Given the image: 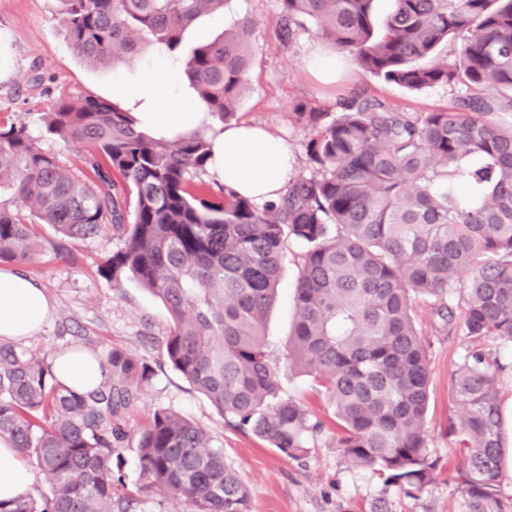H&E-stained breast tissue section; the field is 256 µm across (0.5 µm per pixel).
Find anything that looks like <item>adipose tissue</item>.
<instances>
[{"label":"adipose tissue","mask_w":512,"mask_h":512,"mask_svg":"<svg viewBox=\"0 0 512 512\" xmlns=\"http://www.w3.org/2000/svg\"><path fill=\"white\" fill-rule=\"evenodd\" d=\"M187 89L179 61L165 53L155 69L134 81L118 79L115 87L140 129L164 139L204 132L212 144L207 171L214 180L261 203L276 198L292 168L287 145L260 126L218 122ZM49 315L50 302L39 285L19 270L0 268V340L36 335ZM53 371L59 382L81 392L103 378L99 361L75 349L58 354ZM30 481L16 448L0 441V500L19 495Z\"/></svg>","instance_id":"ef3b65f1"}]
</instances>
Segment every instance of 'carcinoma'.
<instances>
[{
  "label": "carcinoma",
  "mask_w": 512,
  "mask_h": 512,
  "mask_svg": "<svg viewBox=\"0 0 512 512\" xmlns=\"http://www.w3.org/2000/svg\"><path fill=\"white\" fill-rule=\"evenodd\" d=\"M225 0H60L62 24L84 61L115 64L137 52L135 32L158 51L184 56V75L223 124L246 87L254 23L184 53L185 31ZM281 38L313 25L366 72L410 91H459L446 108L408 112L352 91L327 110L296 106L307 129L309 173L259 205L221 184L191 191L207 173L199 132L156 139L107 100L59 99L43 114L47 135L88 146L89 174L40 151L26 128L0 125V263L26 264L42 250L34 221L67 240L116 232L123 246L100 268L117 285L131 277L166 307L167 361L224 417L289 459L323 431L284 395L283 365L310 376L340 428L336 447L357 465L422 489L436 463L428 449L430 361L415 303L423 299L448 334L512 344V0H394L374 29L372 0H277ZM451 62L438 60L448 43ZM134 213L128 214V197ZM300 246L296 322L269 350L267 313L281 262ZM90 392L62 385L52 364L0 341V439L32 456L48 484L2 502L0 512H137L166 493L192 512H253L251 490L202 426L157 409L138 430L141 483L121 471L124 414L152 371L112 349ZM498 360L467 351L452 379L464 409L449 427L462 453L460 512H509L503 477Z\"/></svg>",
  "instance_id": "1"
}]
</instances>
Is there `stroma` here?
I'll list each match as a JSON object with an SVG mask.
<instances>
[{
	"instance_id": "1",
	"label": "stroma",
	"mask_w": 512,
	"mask_h": 512,
	"mask_svg": "<svg viewBox=\"0 0 512 512\" xmlns=\"http://www.w3.org/2000/svg\"><path fill=\"white\" fill-rule=\"evenodd\" d=\"M59 0H0V121L25 125L40 150L50 153L72 171L82 170L85 150L45 136L41 118L58 98H103L115 101L117 76L132 79L155 64L143 52L115 65H92L71 49L61 22ZM255 23L247 90L237 121L266 128L281 137L295 158V173L308 170L304 144L309 133L295 119L297 104L330 109L337 95L362 90L397 109L428 112L448 106L452 94L445 86L411 92L363 71L349 55H340L336 76L324 78L312 69L316 49L328 44L313 27L302 30L293 45L279 38L283 24L276 0H226L219 14L202 16L186 33V45L212 40L242 18ZM44 244L38 257L21 270L45 291L51 315L42 330L23 340L30 352L53 359L72 347H85L95 356L117 348L146 363L153 372L142 398L125 416L129 433L144 426L154 410L168 408L206 428L225 461L236 469L253 495L254 512H459L461 493L451 474L459 448L447 434L460 409L451 380L468 349L479 347L498 357L502 400L512 399V347L501 341H471L447 335L429 304L417 302L415 314L429 347L430 403L428 445L436 460L434 479L420 490L384 483L370 470L354 465L337 448L336 424L325 395L311 378L282 370L285 395L298 400L325 427L301 459L284 457L252 434L227 426L209 400L175 370L162 353L170 318L161 301L131 278L113 287L99 269L122 247L116 235L69 242L67 259H57L51 244L53 228L42 224ZM297 247H290L282 266L277 302L267 320L273 348H280L295 319L293 301L297 277Z\"/></svg>"
}]
</instances>
